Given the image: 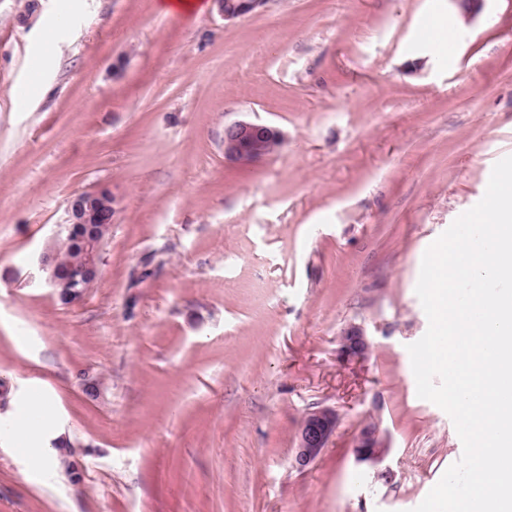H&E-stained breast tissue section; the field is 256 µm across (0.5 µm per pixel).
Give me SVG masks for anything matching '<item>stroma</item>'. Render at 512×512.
Listing matches in <instances>:
<instances>
[{
	"mask_svg": "<svg viewBox=\"0 0 512 512\" xmlns=\"http://www.w3.org/2000/svg\"><path fill=\"white\" fill-rule=\"evenodd\" d=\"M204 5L0 0V424L47 396L63 441L41 484L0 439V512H413L463 452L416 393L415 287L512 156V0ZM427 17L456 56L417 40ZM237 119L281 151L225 160ZM101 187L102 274L66 305L36 260ZM352 323L373 347L347 363ZM314 406L340 422L299 469ZM372 414L387 479L351 452ZM266 0H214L218 12L224 16V20H234L262 8ZM371 345L372 342L364 326L353 323L345 328L339 336L336 354L337 357L347 362H357L368 356Z\"/></svg>",
	"mask_w": 512,
	"mask_h": 512,
	"instance_id": "obj_1",
	"label": "stroma"
}]
</instances>
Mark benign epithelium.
Here are the masks:
<instances>
[{"label":"benign epithelium","mask_w":512,"mask_h":512,"mask_svg":"<svg viewBox=\"0 0 512 512\" xmlns=\"http://www.w3.org/2000/svg\"><path fill=\"white\" fill-rule=\"evenodd\" d=\"M218 12L226 20H234L256 12L266 0H214ZM275 138L285 141L280 130L251 120L240 119L224 126V159L237 164H255L269 155L258 149L257 141ZM65 220L57 225L48 244L39 256V269L46 274L45 282L59 291L69 304L79 303L91 288L92 274L101 273L100 259L106 238L98 236L96 225H112L117 221L118 199L108 188L82 192L71 198L65 210ZM64 239L83 252L82 267L65 273L58 268L53 244ZM372 342L364 326L351 324L338 340L337 357L348 362L365 359ZM339 424V414L331 407L310 408L302 417L296 436L294 465L304 469L311 465L325 448ZM353 454L359 463L376 465L388 452L381 438L380 426L366 422L355 434Z\"/></svg>","instance_id":"benign-epithelium-1"}]
</instances>
